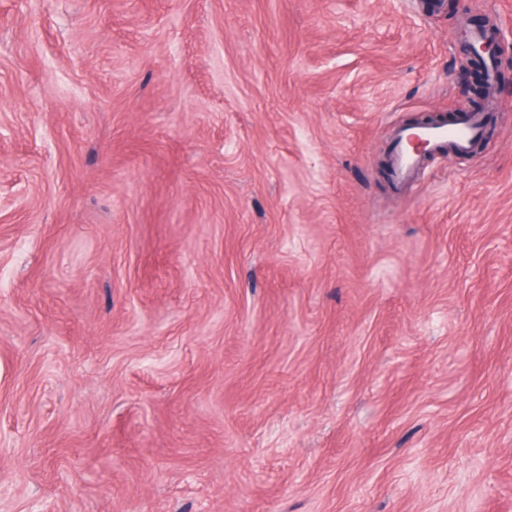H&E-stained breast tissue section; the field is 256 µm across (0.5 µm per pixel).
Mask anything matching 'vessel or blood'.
Instances as JSON below:
<instances>
[{
    "label": "vessel or blood",
    "mask_w": 512,
    "mask_h": 512,
    "mask_svg": "<svg viewBox=\"0 0 512 512\" xmlns=\"http://www.w3.org/2000/svg\"><path fill=\"white\" fill-rule=\"evenodd\" d=\"M484 116L479 112L461 113L453 124H432L417 128H399L395 132V149L392 156L394 178L398 183H406L425 170V159L412 151L410 141L427 142L435 151L465 156L470 154L472 143L481 136Z\"/></svg>",
    "instance_id": "b4317fda"
}]
</instances>
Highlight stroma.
Returning a JSON list of instances; mask_svg holds the SVG:
<instances>
[{
	"label": "stroma",
	"mask_w": 512,
	"mask_h": 512,
	"mask_svg": "<svg viewBox=\"0 0 512 512\" xmlns=\"http://www.w3.org/2000/svg\"><path fill=\"white\" fill-rule=\"evenodd\" d=\"M512 0H0V512H512ZM483 123L481 112H463L454 124L438 123L397 129L392 156L395 180L402 185L425 170V158L409 148L410 141L427 142L436 153L448 149V154L465 156L470 154L473 141L481 136Z\"/></svg>",
	"instance_id": "35a3bbf8"
}]
</instances>
